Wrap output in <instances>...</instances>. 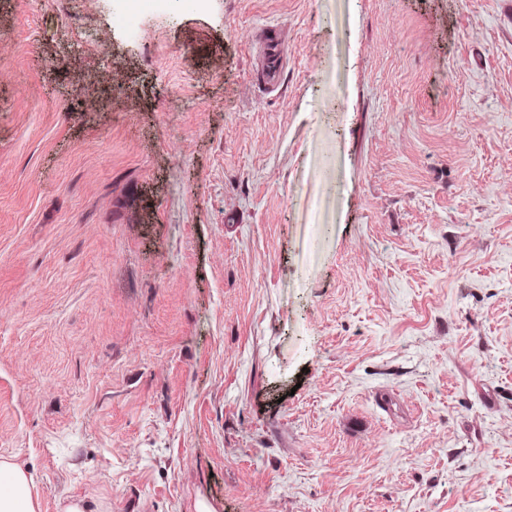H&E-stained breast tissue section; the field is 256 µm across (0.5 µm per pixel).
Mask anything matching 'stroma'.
Instances as JSON below:
<instances>
[{
  "mask_svg": "<svg viewBox=\"0 0 512 512\" xmlns=\"http://www.w3.org/2000/svg\"><path fill=\"white\" fill-rule=\"evenodd\" d=\"M136 8L0 0L36 512H512V0ZM281 50L271 39L267 41V58L262 77L266 85L274 87L279 84L281 74Z\"/></svg>",
  "mask_w": 512,
  "mask_h": 512,
  "instance_id": "stroma-1",
  "label": "stroma"
}]
</instances>
